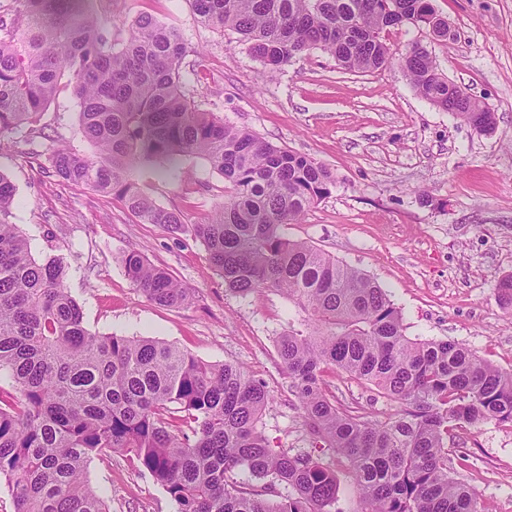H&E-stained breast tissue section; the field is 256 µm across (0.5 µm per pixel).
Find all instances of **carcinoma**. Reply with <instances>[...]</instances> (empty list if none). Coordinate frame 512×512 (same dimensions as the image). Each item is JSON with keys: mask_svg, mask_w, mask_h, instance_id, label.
<instances>
[{"mask_svg": "<svg viewBox=\"0 0 512 512\" xmlns=\"http://www.w3.org/2000/svg\"><path fill=\"white\" fill-rule=\"evenodd\" d=\"M198 22L229 29L274 74L312 50L349 71L399 68L414 91L479 134L495 114L439 72L426 45L397 54L385 33L434 30L448 21L431 0H190ZM191 52L176 25L142 13L106 27L89 0L0 2V141L37 123L61 86L80 107L95 148L67 145L49 161L62 180L121 199L143 224L199 240L225 286L239 296L275 289L308 328L288 329L278 354L311 435L343 457L360 512H482L448 472V439L463 423H512V371L450 340L411 339L401 310L372 277L305 241L281 234L330 192L335 177L315 159L201 112L187 97ZM185 156L208 162L229 184L214 213L186 224L132 179L141 165L179 173ZM12 181L0 173V476L15 512H110L86 479L88 462L131 452L177 512H333L336 471L309 452L275 449L259 428L271 400L237 364H212L148 337L102 336L84 326L64 284L63 259L37 262L8 221ZM127 276L150 301L190 303L189 291L136 252ZM512 310V274L500 279ZM343 373L400 406L384 421L323 388ZM241 471L265 482L238 480ZM287 494L268 498L273 485Z\"/></svg>", "mask_w": 512, "mask_h": 512, "instance_id": "cac0c4a2", "label": "carcinoma"}]
</instances>
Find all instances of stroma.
<instances>
[{
	"label": "stroma",
	"instance_id": "obj_1",
	"mask_svg": "<svg viewBox=\"0 0 512 512\" xmlns=\"http://www.w3.org/2000/svg\"><path fill=\"white\" fill-rule=\"evenodd\" d=\"M456 34L432 42L440 71L494 112L486 135L438 110L399 70L339 68L322 51L295 57L273 77L231 35L198 23L188 0H92L104 22L153 14L177 24L193 52L185 59L200 110L309 155L336 177L330 193L301 223L282 228L374 277L403 314L406 333L453 340L502 370H512V312L499 303V280L512 274V0H432ZM70 90L42 113L43 134L20 132L0 147V171L16 188L10 221L37 261L63 257L65 285L100 335L150 337L209 363L233 362L272 395L263 430L272 446L333 463L336 512H357L344 461L311 445L277 340L303 315L287 297L261 289L229 291L204 246L161 224H143L118 198L64 182L48 156L55 139L92 154ZM182 179L134 177L157 204L204 219L224 200V179L200 157ZM431 203H420L418 191ZM137 252L168 271L193 296L184 307L158 305L132 284L123 257ZM325 388L374 420L395 413L370 385L333 371ZM448 468L477 495L483 512H512V425L497 421L456 429ZM90 487L111 512H177L175 503L132 455L92 459Z\"/></svg>",
	"mask_w": 512,
	"mask_h": 512
}]
</instances>
